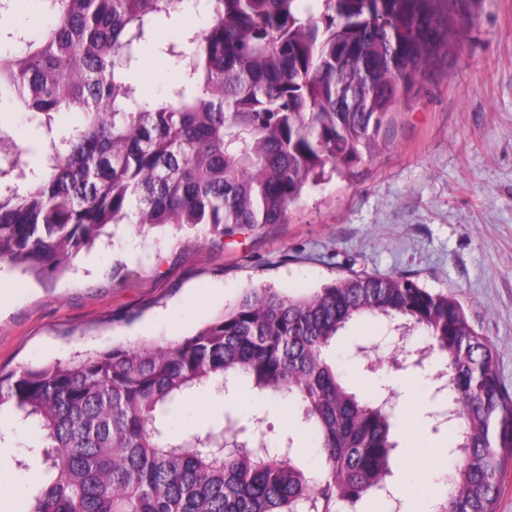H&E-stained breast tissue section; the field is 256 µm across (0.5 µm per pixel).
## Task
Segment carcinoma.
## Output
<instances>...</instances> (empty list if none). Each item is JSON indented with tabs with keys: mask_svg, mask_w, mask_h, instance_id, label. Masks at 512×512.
Here are the masks:
<instances>
[{
	"mask_svg": "<svg viewBox=\"0 0 512 512\" xmlns=\"http://www.w3.org/2000/svg\"><path fill=\"white\" fill-rule=\"evenodd\" d=\"M49 24L0 31V107L35 136L0 155V264L68 270L124 224L232 235L280 224L305 189L384 142L416 76L448 54L469 0H44ZM197 11L199 31L158 28ZM152 42L177 74L153 97L131 82ZM80 115L63 126L58 116ZM381 319L426 346L444 372L450 491L437 512H496L512 460V395L496 353L452 295L395 274H350L314 292L245 289L174 343L116 345L0 369V413L38 432L25 455L48 479L29 512H363L386 489L394 408L361 398L328 359L348 325ZM247 392V446L216 447L240 419L178 435L172 412L196 393ZM288 408L273 442L263 406ZM318 474L294 466L300 441Z\"/></svg>",
	"mask_w": 512,
	"mask_h": 512,
	"instance_id": "1",
	"label": "carcinoma"
}]
</instances>
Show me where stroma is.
Instances as JSON below:
<instances>
[{
    "label": "stroma",
    "instance_id": "35a3bbf8",
    "mask_svg": "<svg viewBox=\"0 0 512 512\" xmlns=\"http://www.w3.org/2000/svg\"><path fill=\"white\" fill-rule=\"evenodd\" d=\"M475 25L419 74L390 116L386 145L292 205L284 223L231 236L169 229L119 232L80 254L62 277L38 280L0 268V367L67 359L118 344L182 339L233 305L245 289L314 290L353 273L402 274L455 295L497 351L512 393V0H474ZM48 17L40 0H7L0 25L33 37ZM131 269L113 277L115 266ZM376 320L351 324L333 357L363 397L392 395L399 443L389 488L405 512L444 490L453 463L447 430L433 431L432 376L369 369L355 347L380 335ZM244 402L200 394L171 416L173 430ZM35 438L0 424V512H28L45 482L39 460L16 458Z\"/></svg>",
    "mask_w": 512,
    "mask_h": 512
}]
</instances>
